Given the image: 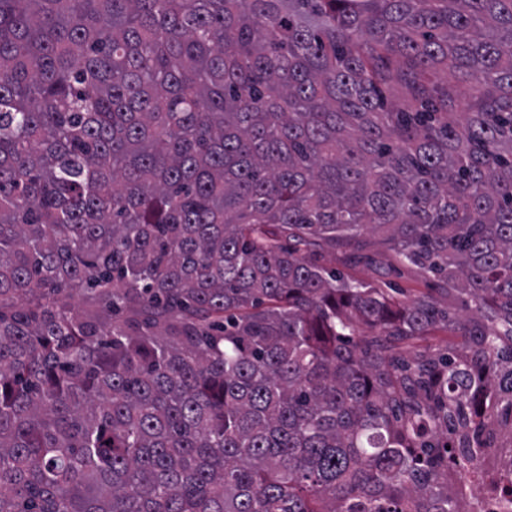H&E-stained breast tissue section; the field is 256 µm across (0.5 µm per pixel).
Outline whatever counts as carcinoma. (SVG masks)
I'll list each match as a JSON object with an SVG mask.
<instances>
[{
	"label": "carcinoma",
	"instance_id": "1",
	"mask_svg": "<svg viewBox=\"0 0 512 512\" xmlns=\"http://www.w3.org/2000/svg\"><path fill=\"white\" fill-rule=\"evenodd\" d=\"M511 429L512 0H0V512H467ZM378 259L380 261L378 266L363 264L344 266L336 260V270L380 288H386L390 293L393 292L387 288H400L407 296L433 288L431 279L416 266L400 265L388 253L378 255ZM460 343V336H450L444 332H438L433 336H422L402 343L400 352L408 356L418 352L444 348L448 345H459ZM460 450L461 448L448 450L451 452H448V478L455 481L458 497L468 504L469 512H511L510 495L504 499L485 491L475 472L455 464L454 459L458 460Z\"/></svg>",
	"mask_w": 512,
	"mask_h": 512
}]
</instances>
